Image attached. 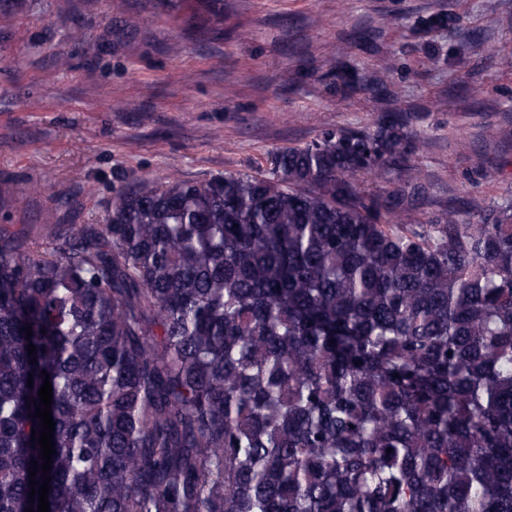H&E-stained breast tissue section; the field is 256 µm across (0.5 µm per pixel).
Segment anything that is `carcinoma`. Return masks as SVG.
I'll use <instances>...</instances> for the list:
<instances>
[{"mask_svg": "<svg viewBox=\"0 0 512 512\" xmlns=\"http://www.w3.org/2000/svg\"><path fill=\"white\" fill-rule=\"evenodd\" d=\"M332 55L336 89L380 92ZM426 147L391 109L264 175L0 229V512L38 508L46 373L50 512H512V202L418 217ZM402 174L398 169L391 168L382 175H367L360 179L361 186L367 192L377 193L390 190L401 182Z\"/></svg>", "mask_w": 512, "mask_h": 512, "instance_id": "1", "label": "carcinoma"}]
</instances>
